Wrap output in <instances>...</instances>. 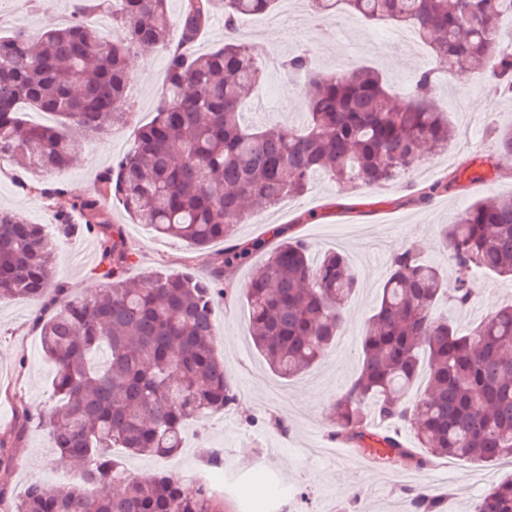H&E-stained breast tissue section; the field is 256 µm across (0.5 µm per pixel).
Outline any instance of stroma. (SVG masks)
<instances>
[{
    "label": "stroma",
    "mask_w": 512,
    "mask_h": 512,
    "mask_svg": "<svg viewBox=\"0 0 512 512\" xmlns=\"http://www.w3.org/2000/svg\"><path fill=\"white\" fill-rule=\"evenodd\" d=\"M295 18L280 23L272 15L245 17L239 27L242 41L283 60L311 49L320 71L337 74L357 65L378 71L392 87L406 91L417 72L432 68L433 58L420 39L399 42L396 27L388 22L366 23L347 13L317 21L305 0H292ZM69 0H50L39 10L23 9L19 0H0V32L23 26L34 34L60 25ZM166 61L162 52L148 51L132 62L133 82L125 108L134 125L93 138V150L83 152L69 169L27 176L19 186L17 171L0 165V210L37 224H50L57 210L43 189L68 187L92 190L102 171L111 167L134 140L137 123L150 121L159 101ZM263 88L249 103L245 123L268 127L303 125L305 76L286 78L281 69L264 71ZM438 107L447 112L459 138L442 152H428L408 175L379 191L359 187L342 190L327 178H317L299 197H287L264 210V222L237 225L233 243H272L270 225L304 239L311 257L325 251L343 252L357 271L361 287L347 308L348 321L336 344L323 360L298 379L288 381L269 370L255 351L248 333L249 312L234 293L248 280L254 265L262 263L265 249L250 264L224 274L231 298L214 312L213 347L224 361V372L238 399L237 409L208 415L191 423L184 446L174 457H129L135 474L172 473L186 477L203 467L212 448L224 451V512H247L236 488L262 480L277 490L273 512H411L406 488L429 483L432 472L453 470L459 482H447L439 493L443 512H472L475 504L496 483L512 478L500 463L452 460L415 469L380 459L373 450H355L351 458L315 455L328 437L329 409L359 369L358 343L388 275L393 253L414 245L426 262L440 267L447 280L455 274L440 227L473 201L486 196L512 195V175L494 171L485 163L494 151L495 131L512 126V97L495 93L490 82L473 76L457 82L438 77L433 91ZM438 192L428 202L418 195L431 184ZM108 220L123 225L135 262L128 274L139 277L152 269L205 272L209 258L218 256L224 242L198 251L182 240L157 235L151 227L132 224L121 203H107ZM97 241L83 234L55 251L57 281L71 294L83 295L103 288L93 269ZM476 290L466 307L440 306L461 330H469L501 305L512 302V279L481 273L471 278ZM41 299L16 297L0 301V442L9 466L0 468V512L34 481L52 485L70 482L69 462L54 455L46 433L26 420L47 412L53 404L54 367L43 355L35 314ZM261 468H254V460Z\"/></svg>",
    "instance_id": "obj_1"
}]
</instances>
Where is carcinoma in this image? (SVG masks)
<instances>
[{
    "instance_id": "1",
    "label": "carcinoma",
    "mask_w": 512,
    "mask_h": 512,
    "mask_svg": "<svg viewBox=\"0 0 512 512\" xmlns=\"http://www.w3.org/2000/svg\"><path fill=\"white\" fill-rule=\"evenodd\" d=\"M168 2L72 0L70 20L39 38L20 28L0 36V160L33 173L70 168L88 139L130 121L131 57L159 49L167 58L154 117L94 190L47 193L50 200L68 195L84 223L58 212L50 233L0 211V301L62 293L54 281L56 240L83 233L97 239L98 276L106 282L103 293L63 299L38 321L42 350L55 366V403L36 426L73 463L75 481L32 482L11 512H224V498L173 474L134 475L112 449L175 456L191 422L237 404L212 346V312L224 299V271L248 264L253 249L228 248L201 276L155 270L130 280L133 252L122 225L106 219L107 200L120 201L133 223L204 250L232 238L231 221L251 216L247 201L274 206L319 175L376 191L408 174L424 146L447 148L456 131L433 101L438 72L463 80L484 66L499 93L512 96V52L495 51L512 0H308L319 20L343 11L413 28L434 68L401 93L369 67L322 74L301 50L280 67L287 77H308L306 124L250 128L242 107L263 69L259 52L237 36L238 22L272 12L279 0H182L175 21ZM217 8L224 44L198 54L195 44ZM105 13L123 33L112 43L97 25ZM492 167L512 170V128L498 132ZM441 236L455 287L416 247L395 252L361 338L359 371L331 407L335 438L359 448L374 442L385 459L417 469L438 458H512V304L469 332L434 313L443 300L470 303L475 271L512 275V196L473 202ZM358 288L343 253L314 262L304 241L280 240L241 291L250 339L269 369L291 380L317 364L340 336ZM417 383L420 396L406 401ZM376 421L413 426L420 452L396 433L372 430ZM406 494L414 512H441V500L425 490ZM474 512H512V479L494 486Z\"/></svg>"
}]
</instances>
